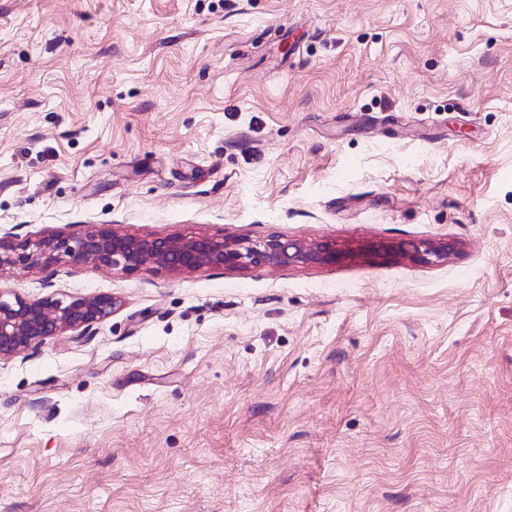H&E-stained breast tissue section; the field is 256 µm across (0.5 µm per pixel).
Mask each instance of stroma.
Returning <instances> with one entry per match:
<instances>
[{
	"label": "stroma",
	"instance_id": "35a3bbf8",
	"mask_svg": "<svg viewBox=\"0 0 512 512\" xmlns=\"http://www.w3.org/2000/svg\"><path fill=\"white\" fill-rule=\"evenodd\" d=\"M96 224L347 256L0 268L121 302L0 359V512H512V0H0V227ZM452 248L448 243H421L413 246V255L423 262L433 263L447 259Z\"/></svg>",
	"mask_w": 512,
	"mask_h": 512
}]
</instances>
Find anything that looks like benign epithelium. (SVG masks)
I'll return each mask as SVG.
<instances>
[{
  "label": "benign epithelium",
  "instance_id": "1",
  "mask_svg": "<svg viewBox=\"0 0 512 512\" xmlns=\"http://www.w3.org/2000/svg\"><path fill=\"white\" fill-rule=\"evenodd\" d=\"M452 245L421 243L413 255L427 263L448 258ZM346 252L333 242L306 244L270 236L247 238L195 237L138 238L119 235L102 224L66 236L47 235L17 239L11 231L0 232V268L48 267L63 260L74 266L92 262L104 269L126 272L147 266L160 270H246L258 265L272 268L302 264H332ZM119 308L111 295L73 298L27 299L0 287V359L18 356L30 347L68 332L80 338L106 321Z\"/></svg>",
  "mask_w": 512,
  "mask_h": 512
}]
</instances>
